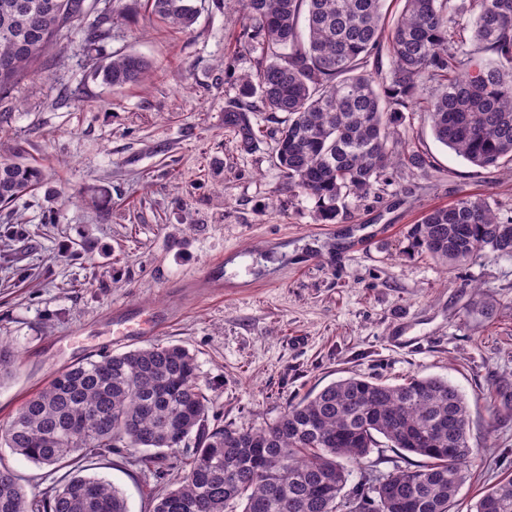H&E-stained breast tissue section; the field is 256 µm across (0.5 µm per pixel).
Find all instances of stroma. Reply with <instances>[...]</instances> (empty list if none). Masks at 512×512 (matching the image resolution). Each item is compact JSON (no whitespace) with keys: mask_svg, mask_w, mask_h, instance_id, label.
Here are the masks:
<instances>
[{"mask_svg":"<svg viewBox=\"0 0 512 512\" xmlns=\"http://www.w3.org/2000/svg\"><path fill=\"white\" fill-rule=\"evenodd\" d=\"M192 3L187 31L156 20L145 0L88 13L108 32L98 61L151 62L134 84L102 85L69 39L0 95L10 116L0 159L43 172L38 191L0 207V339L19 358L0 385V426L59 368L151 343L194 354L212 428L267 426L349 376H437L469 406L479 453L457 508L471 512L512 474V255L449 270L410 253L404 231L466 194L511 218L512 172L469 165L413 112L401 137L428 154V171L394 164L375 194L320 223L313 200L283 188L269 113L251 112L248 152L224 126L259 55L239 41L242 0ZM160 309L172 322L156 333ZM0 459L31 498L59 478L5 447ZM93 472L124 491L129 512H152L174 482L122 454Z\"/></svg>","mask_w":512,"mask_h":512,"instance_id":"obj_1","label":"stroma"}]
</instances>
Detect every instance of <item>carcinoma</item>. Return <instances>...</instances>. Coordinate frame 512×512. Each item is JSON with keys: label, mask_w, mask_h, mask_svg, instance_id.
<instances>
[{"label": "carcinoma", "mask_w": 512, "mask_h": 512, "mask_svg": "<svg viewBox=\"0 0 512 512\" xmlns=\"http://www.w3.org/2000/svg\"><path fill=\"white\" fill-rule=\"evenodd\" d=\"M386 0H244L242 40L261 49L255 71L239 80V100L224 126L249 150L257 134L245 100L285 114L277 160L288 192L314 200L317 219L333 224L348 198L377 190L398 162L422 172L426 153L399 137L405 113L429 114L435 139L484 170L512 165V0H470L472 20H456L455 0H404L387 19ZM153 16L178 29L195 23L190 0H147ZM85 0H0V93L77 35L86 46L106 37L86 27ZM387 51L385 75L371 60ZM149 62L135 54L95 68L103 84L137 82ZM428 80L440 87L425 96ZM41 170L0 160V204L38 189ZM412 252L450 269L488 254H512V219L484 198L462 195L428 209L408 226ZM14 351L0 342V384L13 375ZM196 359L176 344H149L86 358L57 370L0 427V446L41 467L69 473L40 499L0 461V512H128L111 482L82 475L100 457L136 452L143 471L162 472L165 453L194 441L175 487L153 512H452L478 449L469 442V410L440 377L392 385L362 376L339 379L289 404L266 428L216 427ZM391 448L404 464L344 489L371 453ZM422 458L414 464L407 455ZM475 512H512V478L475 504Z\"/></svg>", "instance_id": "carcinoma-1"}]
</instances>
